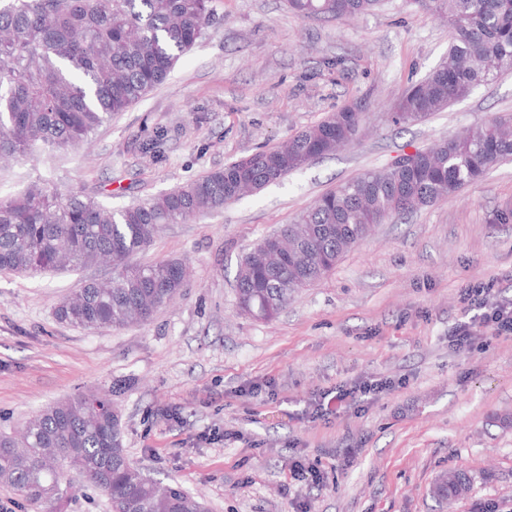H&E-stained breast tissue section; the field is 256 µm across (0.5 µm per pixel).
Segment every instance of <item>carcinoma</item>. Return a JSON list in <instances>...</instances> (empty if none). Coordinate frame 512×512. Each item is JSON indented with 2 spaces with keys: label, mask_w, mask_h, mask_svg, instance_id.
<instances>
[{
  "label": "carcinoma",
  "mask_w": 512,
  "mask_h": 512,
  "mask_svg": "<svg viewBox=\"0 0 512 512\" xmlns=\"http://www.w3.org/2000/svg\"><path fill=\"white\" fill-rule=\"evenodd\" d=\"M214 0H0V164L38 151L74 149L168 76L215 16ZM379 0H288L313 19L357 16ZM448 22V60L404 90L396 125L440 112L473 88L512 69V0H418ZM366 113L346 107L298 133L287 145L252 153L169 193L119 209L80 190L33 184L0 198V270L26 276L79 271L98 262L113 276L93 281L56 307L58 320L83 329L148 322L185 286L175 260L132 258L164 224L215 212L357 139ZM512 157V115L492 118L324 194L291 224L264 237L238 265L240 310L276 317L303 288L322 280L375 224L453 198ZM104 395L89 394L32 416L17 435L0 434V482L35 512H54L67 449L73 470L104 493L112 512H206L178 486L149 479L128 457L121 424ZM470 490L463 471L439 497Z\"/></svg>",
  "instance_id": "1"
}]
</instances>
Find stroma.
Masks as SVG:
<instances>
[{"mask_svg": "<svg viewBox=\"0 0 512 512\" xmlns=\"http://www.w3.org/2000/svg\"><path fill=\"white\" fill-rule=\"evenodd\" d=\"M213 22L161 85L82 148L0 165V196L43 182L120 208L156 197L345 106L367 112L359 140L260 192L163 225L142 264L182 260L179 296L144 324L85 330L55 309L100 264L28 277L0 270V433L89 393L108 395L128 456L208 512H512V337L455 349L461 290L493 285L512 303V161L454 198L375 225L273 320L241 315L237 266L320 195L495 116L512 114V70L427 119L390 106L447 57L446 24L417 0H380L358 18L315 21L288 0H215ZM388 378L373 402L324 418L308 402L337 385ZM320 484L291 475L294 461ZM461 469L469 493L438 501ZM58 512H109L77 472Z\"/></svg>", "mask_w": 512, "mask_h": 512, "instance_id": "35a3bbf8", "label": "stroma"}]
</instances>
